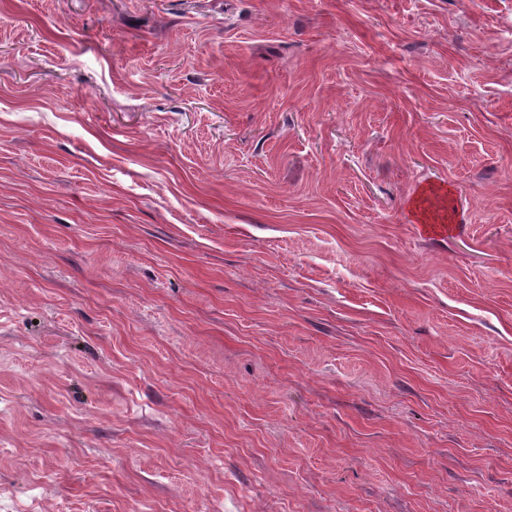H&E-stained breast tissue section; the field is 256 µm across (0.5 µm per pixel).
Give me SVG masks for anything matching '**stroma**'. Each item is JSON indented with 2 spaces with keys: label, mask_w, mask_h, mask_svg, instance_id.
Masks as SVG:
<instances>
[{
  "label": "stroma",
  "mask_w": 512,
  "mask_h": 512,
  "mask_svg": "<svg viewBox=\"0 0 512 512\" xmlns=\"http://www.w3.org/2000/svg\"><path fill=\"white\" fill-rule=\"evenodd\" d=\"M0 512H512V0H0Z\"/></svg>",
  "instance_id": "35a3bbf8"
}]
</instances>
